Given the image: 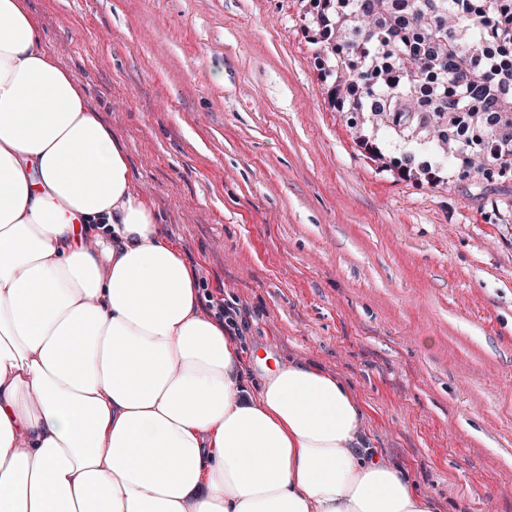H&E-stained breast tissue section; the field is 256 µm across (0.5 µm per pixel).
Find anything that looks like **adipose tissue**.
Returning <instances> with one entry per match:
<instances>
[{"instance_id":"1","label":"adipose tissue","mask_w":512,"mask_h":512,"mask_svg":"<svg viewBox=\"0 0 512 512\" xmlns=\"http://www.w3.org/2000/svg\"><path fill=\"white\" fill-rule=\"evenodd\" d=\"M0 512H430L339 379L247 386L26 0H0Z\"/></svg>"}]
</instances>
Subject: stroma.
Listing matches in <instances>:
<instances>
[{
	"mask_svg": "<svg viewBox=\"0 0 512 512\" xmlns=\"http://www.w3.org/2000/svg\"><path fill=\"white\" fill-rule=\"evenodd\" d=\"M215 299L244 360H307L432 512H512V196L403 180L347 125L301 0H27ZM365 136L381 157L357 143Z\"/></svg>",
	"mask_w": 512,
	"mask_h": 512,
	"instance_id": "35a3bbf8",
	"label": "stroma"
}]
</instances>
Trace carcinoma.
Masks as SVG:
<instances>
[{"mask_svg": "<svg viewBox=\"0 0 512 512\" xmlns=\"http://www.w3.org/2000/svg\"><path fill=\"white\" fill-rule=\"evenodd\" d=\"M306 28L336 109L351 127L411 145L403 179L512 181V0H306Z\"/></svg>", "mask_w": 512, "mask_h": 512, "instance_id": "cac0c4a2", "label": "carcinoma"}]
</instances>
